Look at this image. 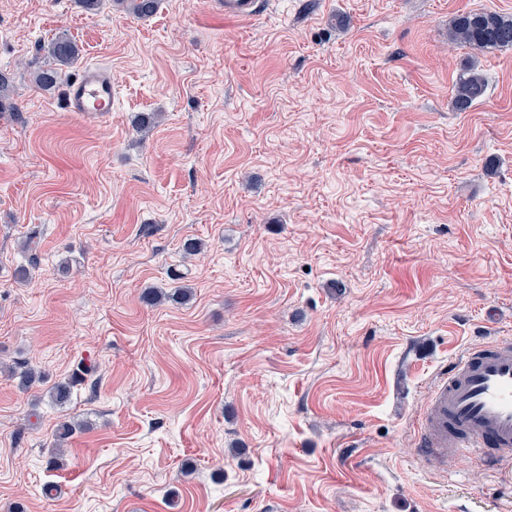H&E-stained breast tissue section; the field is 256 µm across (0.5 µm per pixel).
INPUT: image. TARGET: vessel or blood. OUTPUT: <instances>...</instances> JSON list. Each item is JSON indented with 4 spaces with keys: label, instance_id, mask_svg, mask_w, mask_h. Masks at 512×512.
<instances>
[{
    "label": "vessel or blood",
    "instance_id": "obj_1",
    "mask_svg": "<svg viewBox=\"0 0 512 512\" xmlns=\"http://www.w3.org/2000/svg\"><path fill=\"white\" fill-rule=\"evenodd\" d=\"M257 0H224V15L246 19L258 12ZM112 73L86 67L63 92L67 111L96 120L112 109ZM421 462H443L473 452L499 464L512 454V338L457 355L434 379L427 407L417 426Z\"/></svg>",
    "mask_w": 512,
    "mask_h": 512
}]
</instances>
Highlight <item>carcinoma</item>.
I'll list each match as a JSON object with an SVG mask.
<instances>
[{"instance_id": "carcinoma-1", "label": "carcinoma", "mask_w": 512, "mask_h": 512, "mask_svg": "<svg viewBox=\"0 0 512 512\" xmlns=\"http://www.w3.org/2000/svg\"><path fill=\"white\" fill-rule=\"evenodd\" d=\"M117 3L140 17L153 15L158 7V0H117ZM448 41L477 54L512 48V15L477 10L458 14L448 23ZM44 51L48 64L35 72L34 79L38 86L49 88L59 82L63 68L75 63L80 50L72 39L61 34L48 41ZM485 89L484 75L474 64H467L453 87V108L458 112L467 111L484 95ZM190 296L187 288H176L169 293L152 288L143 292L142 300L153 306L165 300L184 302Z\"/></svg>"}]
</instances>
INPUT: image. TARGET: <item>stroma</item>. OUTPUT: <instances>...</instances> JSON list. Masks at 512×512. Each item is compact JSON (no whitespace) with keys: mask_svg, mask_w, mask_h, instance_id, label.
<instances>
[{"mask_svg":"<svg viewBox=\"0 0 512 512\" xmlns=\"http://www.w3.org/2000/svg\"><path fill=\"white\" fill-rule=\"evenodd\" d=\"M219 2L0 6V512H512V465L414 446L437 372L512 336V49L448 42L512 0ZM63 33L102 120L32 81ZM224 17L246 19L258 13L259 3L255 0H224ZM485 89L484 75L475 68L474 63L467 64L453 87V108L457 112L467 111L476 100L484 95ZM113 98L112 73L103 67H86L63 92L67 112H79L88 120L111 112Z\"/></svg>","mask_w":512,"mask_h":512,"instance_id":"1","label":"stroma"}]
</instances>
